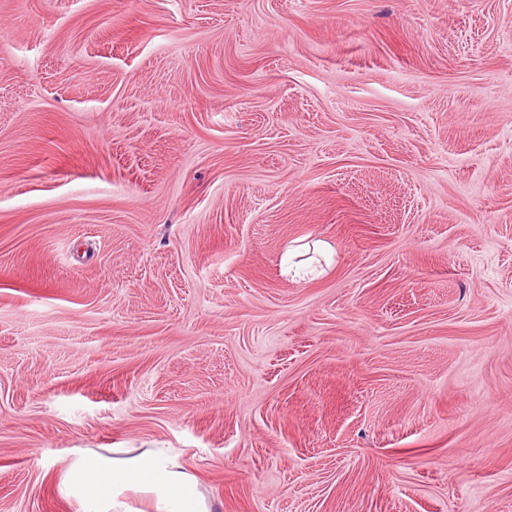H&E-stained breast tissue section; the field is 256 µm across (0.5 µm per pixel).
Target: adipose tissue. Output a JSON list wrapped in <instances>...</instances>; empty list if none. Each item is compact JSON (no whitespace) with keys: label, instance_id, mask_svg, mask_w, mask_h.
Instances as JSON below:
<instances>
[{"label":"adipose tissue","instance_id":"ef3b65f1","mask_svg":"<svg viewBox=\"0 0 512 512\" xmlns=\"http://www.w3.org/2000/svg\"><path fill=\"white\" fill-rule=\"evenodd\" d=\"M147 495L154 512H208L195 478L162 450L117 460L92 450L79 451L62 481L65 495L83 500L85 512H128V490Z\"/></svg>","mask_w":512,"mask_h":512}]
</instances>
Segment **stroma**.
Masks as SVG:
<instances>
[{
  "mask_svg": "<svg viewBox=\"0 0 512 512\" xmlns=\"http://www.w3.org/2000/svg\"><path fill=\"white\" fill-rule=\"evenodd\" d=\"M76 448L512 512V0H0V512ZM302 250L310 251V246L304 244L297 247L289 246L287 248L282 262V274L291 276L292 279L302 277V271L307 268V266L301 261H295L296 258L302 256Z\"/></svg>",
  "mask_w": 512,
  "mask_h": 512,
  "instance_id": "35a3bbf8",
  "label": "stroma"
}]
</instances>
